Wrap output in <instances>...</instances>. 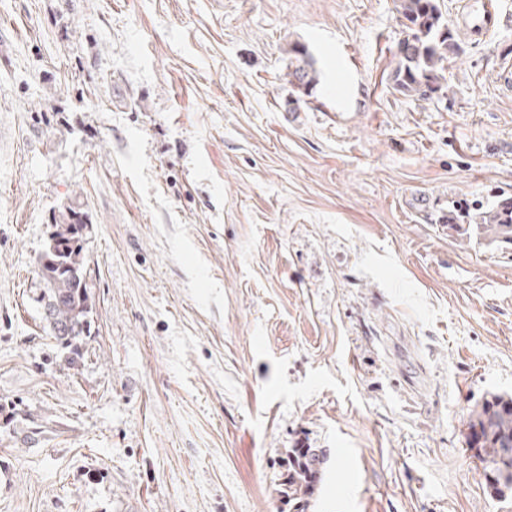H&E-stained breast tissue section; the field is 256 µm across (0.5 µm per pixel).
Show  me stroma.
Returning <instances> with one entry per match:
<instances>
[{"label":"stroma","mask_w":512,"mask_h":512,"mask_svg":"<svg viewBox=\"0 0 512 512\" xmlns=\"http://www.w3.org/2000/svg\"><path fill=\"white\" fill-rule=\"evenodd\" d=\"M479 2L423 100L395 0H0V512H288L290 448L327 451L307 512H512L467 445L512 395V249L429 221L512 195V0L471 34ZM72 203L73 366L33 303ZM289 75L293 78L291 85L297 89L296 91L302 94L308 93L309 88L316 85L317 72L314 67V60L304 46L297 44L291 46L288 50Z\"/></svg>","instance_id":"obj_1"}]
</instances>
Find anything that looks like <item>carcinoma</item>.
Wrapping results in <instances>:
<instances>
[{"label": "carcinoma", "mask_w": 512, "mask_h": 512, "mask_svg": "<svg viewBox=\"0 0 512 512\" xmlns=\"http://www.w3.org/2000/svg\"><path fill=\"white\" fill-rule=\"evenodd\" d=\"M397 19L405 36L387 74L390 87L404 95L430 98L449 90L446 71L458 53L457 33L442 11L441 0H396ZM291 85L305 94L317 82L314 60L304 46L288 50ZM437 224L468 241L512 246V196L494 195L481 204L467 199L448 202ZM37 265L42 291L37 303L43 329L64 349L66 361L81 356L83 337L91 333L93 301L84 276L83 232L87 223L78 206L59 212ZM468 447L484 463L489 488L500 497L512 494V396L491 394L474 409L468 423ZM319 454L312 448H290L282 460L278 495L296 512H306L320 481Z\"/></svg>", "instance_id": "carcinoma-1"}]
</instances>
